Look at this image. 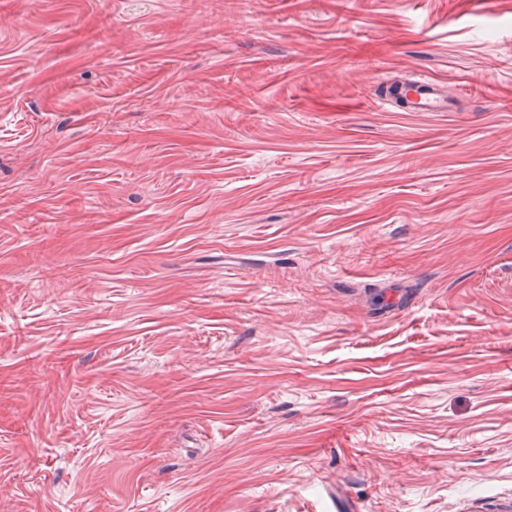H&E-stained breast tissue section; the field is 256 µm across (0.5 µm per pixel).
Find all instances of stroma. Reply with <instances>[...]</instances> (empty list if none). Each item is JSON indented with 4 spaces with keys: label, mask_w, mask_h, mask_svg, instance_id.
Wrapping results in <instances>:
<instances>
[{
    "label": "stroma",
    "mask_w": 512,
    "mask_h": 512,
    "mask_svg": "<svg viewBox=\"0 0 512 512\" xmlns=\"http://www.w3.org/2000/svg\"><path fill=\"white\" fill-rule=\"evenodd\" d=\"M0 512H512V0H0ZM436 81L421 77L400 85L404 97L405 112H454L453 98L436 90Z\"/></svg>",
    "instance_id": "35a3bbf8"
}]
</instances>
